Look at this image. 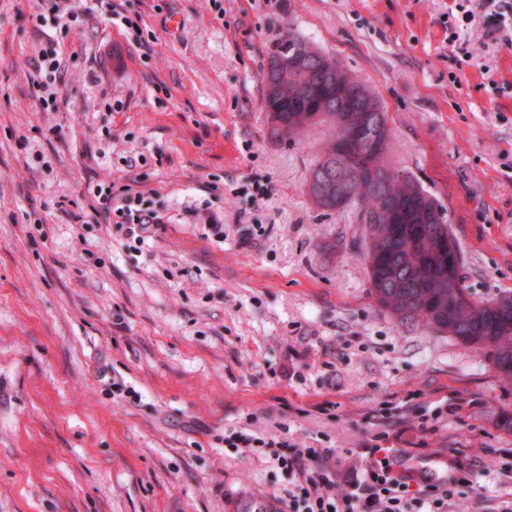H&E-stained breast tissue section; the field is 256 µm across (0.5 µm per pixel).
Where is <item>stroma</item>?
Wrapping results in <instances>:
<instances>
[{"instance_id": "stroma-1", "label": "stroma", "mask_w": 512, "mask_h": 512, "mask_svg": "<svg viewBox=\"0 0 512 512\" xmlns=\"http://www.w3.org/2000/svg\"><path fill=\"white\" fill-rule=\"evenodd\" d=\"M114 2L141 12L149 45L124 42L115 74L121 31L85 16L48 118L32 76L58 33L33 26V0H0V512H281L285 476L263 448L225 447V429L250 414L255 432L336 448L342 468L386 401L412 470L464 464L479 475L465 512H498L512 386L487 355L379 309L354 212L304 190L325 129L270 140L261 74L293 30L369 85L390 161L444 206L467 291L487 301L512 292V45L479 9L449 43L452 0ZM453 55L472 59L456 84ZM41 157L54 171L37 177ZM106 178L162 217L143 246L99 229L90 189ZM256 179L270 197L252 199ZM116 380L136 397L113 396ZM444 397L460 411L420 431Z\"/></svg>"}]
</instances>
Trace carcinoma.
I'll return each mask as SVG.
<instances>
[{"instance_id":"1","label":"carcinoma","mask_w":512,"mask_h":512,"mask_svg":"<svg viewBox=\"0 0 512 512\" xmlns=\"http://www.w3.org/2000/svg\"><path fill=\"white\" fill-rule=\"evenodd\" d=\"M297 50L302 69L283 78L262 72L263 100L276 109L274 141L299 125H326L330 137L310 171L311 194L323 211L353 208L361 220L370 291L402 324L424 323L486 354L497 377L512 385V292L474 301L464 286L463 252L446 210L411 173L386 162L393 130L380 98L333 56L288 32L268 57Z\"/></svg>"}]
</instances>
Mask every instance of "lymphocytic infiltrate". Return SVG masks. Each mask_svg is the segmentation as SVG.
Returning a JSON list of instances; mask_svg holds the SVG:
<instances>
[{
	"label": "lymphocytic infiltrate",
	"instance_id": "obj_1",
	"mask_svg": "<svg viewBox=\"0 0 512 512\" xmlns=\"http://www.w3.org/2000/svg\"><path fill=\"white\" fill-rule=\"evenodd\" d=\"M62 68L60 44L48 41L39 51L35 79L43 91L38 99L42 112L57 109L52 87ZM92 194L104 224L120 225L131 242L145 244L152 226L161 222L156 212L139 207L141 194L131 185L104 180L93 186ZM397 442L388 430L374 428L362 461L340 470L336 451L330 447H306L287 438L264 439L248 423L224 432L228 448L263 444L268 463L288 478L284 490L288 512H450L451 506L468 497L478 479L469 467L457 465L446 478H412L404 469L408 454Z\"/></svg>",
	"mask_w": 512,
	"mask_h": 512
}]
</instances>
